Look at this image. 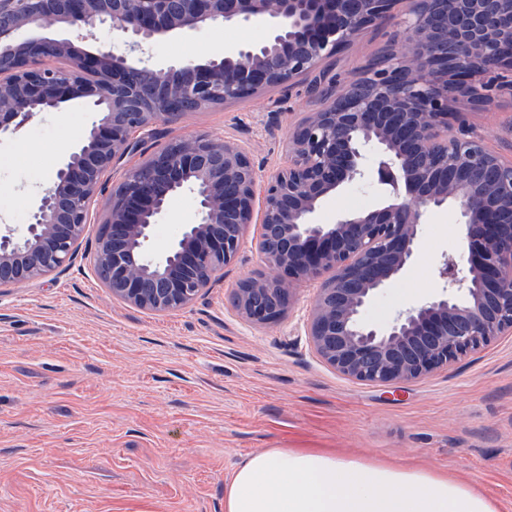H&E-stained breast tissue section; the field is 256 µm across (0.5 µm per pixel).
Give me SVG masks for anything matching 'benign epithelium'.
I'll use <instances>...</instances> for the list:
<instances>
[{"label":"benign epithelium","instance_id":"benign-epithelium-1","mask_svg":"<svg viewBox=\"0 0 512 512\" xmlns=\"http://www.w3.org/2000/svg\"><path fill=\"white\" fill-rule=\"evenodd\" d=\"M402 45L383 64L339 85L327 72L307 86L318 108L293 130L288 163L268 176L237 143L169 139L112 186L93 255L112 297L166 314L185 309L237 258L250 224L276 271L233 292L254 325L281 319L301 286L321 280L304 336L340 375L388 385L444 367L495 336L512 335V159L466 129L465 100L489 99L512 56V0H408ZM397 0H0V137L82 100L95 112L83 143L56 169L22 231L0 230V288L69 267L105 175L159 121L292 87L324 60L393 17ZM264 21L260 41L205 62L154 69L135 56L173 33ZM117 32L124 48L75 50L71 36ZM388 190L377 208L312 220L343 185ZM188 192L196 221L156 258L148 243L169 200ZM456 207L465 249L439 271L440 292L386 326L365 318L413 260L428 215Z\"/></svg>","mask_w":512,"mask_h":512}]
</instances>
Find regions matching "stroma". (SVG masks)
<instances>
[{
  "mask_svg": "<svg viewBox=\"0 0 512 512\" xmlns=\"http://www.w3.org/2000/svg\"><path fill=\"white\" fill-rule=\"evenodd\" d=\"M394 18L326 60L337 82L389 49ZM263 25L173 34L144 45L150 64L200 60L263 37ZM305 82L159 123L110 176L146 161L165 141L210 136L238 143L270 172L288 161L295 125L311 111ZM93 116L71 101L0 139V226L30 214ZM488 148L512 158V97L469 113ZM108 194L90 206L89 231L69 270L0 288V512H224L236 465L267 448H332L418 462L476 483L512 512V335L451 365L388 386L347 379L314 354L298 329L315 286L301 287L278 324L256 327L235 313L238 281L264 272L250 226L237 260L186 309L153 314L113 299L94 272ZM383 202L377 188L344 186L314 215L328 224ZM191 194L173 197L153 230L162 255L193 223ZM454 209L422 225L408 268L378 292L365 317L384 326L437 293L444 257L462 248Z\"/></svg>",
  "mask_w": 512,
  "mask_h": 512,
  "instance_id": "obj_1",
  "label": "stroma"
}]
</instances>
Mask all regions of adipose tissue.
I'll return each mask as SVG.
<instances>
[{"label":"adipose tissue","mask_w":512,"mask_h":512,"mask_svg":"<svg viewBox=\"0 0 512 512\" xmlns=\"http://www.w3.org/2000/svg\"><path fill=\"white\" fill-rule=\"evenodd\" d=\"M224 512H499L471 482L328 448H270L233 470Z\"/></svg>","instance_id":"obj_1"}]
</instances>
